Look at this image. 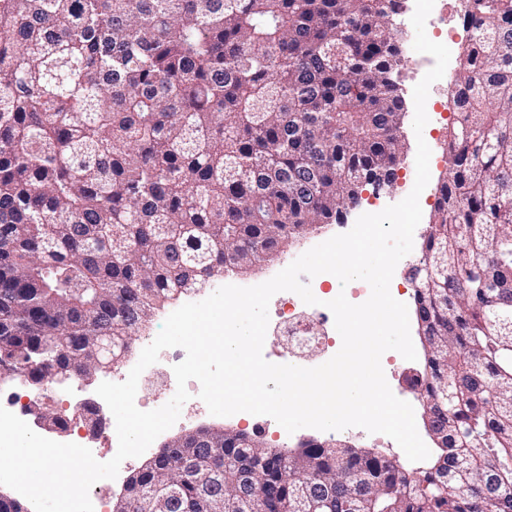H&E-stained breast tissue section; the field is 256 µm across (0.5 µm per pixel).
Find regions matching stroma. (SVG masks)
<instances>
[{"mask_svg":"<svg viewBox=\"0 0 512 512\" xmlns=\"http://www.w3.org/2000/svg\"><path fill=\"white\" fill-rule=\"evenodd\" d=\"M391 34L393 38L403 46L404 57L399 67L397 82L399 84V93L405 102V116L401 127L402 140L407 149L404 153L402 163L396 171V181L392 188L382 190L380 194H372L371 191H363L361 200L357 206L351 208L345 214L342 222L325 225L318 231L299 237L291 241L285 249L286 255L297 257L312 248L313 246L326 241L334 235L348 232L354 225L357 218L365 213H373L383 210L386 206L395 204L403 200L412 190L415 177V156L418 140H425L431 149L434 158L430 163V181L420 195V206L422 209L423 220L417 226L414 232L415 250L405 256L397 265L390 285V292L394 295H402L405 300H412L413 285L408 278L410 266L419 259L421 252L419 250L426 233L428 224L435 202L438 196V188L446 176L447 167L440 163V156L446 153V135L442 129V123L439 113H429V121L425 126L422 135H415L413 130L414 119V101L413 88L421 80L419 73L413 63L416 52L409 37L401 27H393ZM182 416L186 421L182 426L166 431L157 438L153 446L161 448L165 442L174 439L181 433L196 429L202 425H211L217 427L233 428L236 430H248L249 424L246 421L232 416L218 417L211 415L205 404L197 399L188 400L181 409Z\"/></svg>","mask_w":512,"mask_h":512,"instance_id":"35a3bbf8","label":"stroma"}]
</instances>
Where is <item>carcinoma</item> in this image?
Segmentation results:
<instances>
[{"label": "carcinoma", "instance_id": "cac0c4a2", "mask_svg": "<svg viewBox=\"0 0 512 512\" xmlns=\"http://www.w3.org/2000/svg\"><path fill=\"white\" fill-rule=\"evenodd\" d=\"M401 0H0V374L87 378L159 306L390 188ZM448 173L411 270L440 454L170 441L113 512H512V0H470ZM46 424L66 415L39 408Z\"/></svg>", "mask_w": 512, "mask_h": 512}]
</instances>
